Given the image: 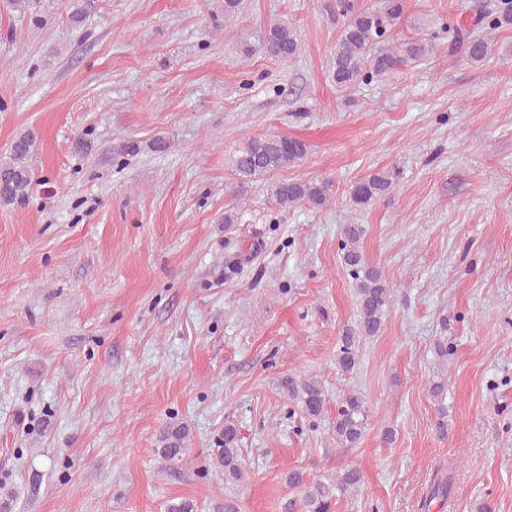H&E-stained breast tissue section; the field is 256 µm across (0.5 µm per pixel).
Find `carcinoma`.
Wrapping results in <instances>:
<instances>
[{
  "mask_svg": "<svg viewBox=\"0 0 512 512\" xmlns=\"http://www.w3.org/2000/svg\"><path fill=\"white\" fill-rule=\"evenodd\" d=\"M67 4L72 9L71 18L79 21L95 7V0H67ZM328 9L336 20L342 21L331 60V78L338 88L349 89L375 76L382 77L401 66L423 60L433 51L432 43L422 39L402 42L393 49L379 48L388 41L403 17L405 0H386L381 10L359 9L354 0H335ZM509 26H512V0H497L493 9L475 17L473 29L466 30L450 21L441 27V31L448 38V54L462 52L472 62L482 63L493 50L489 34ZM261 50L274 59L288 62L298 53V34L284 23H273L265 30ZM32 146L33 139L23 136L0 156V206L18 203L32 190L34 173L29 165ZM307 154L305 141L276 133L244 142L231 158V168L237 180L236 195H243L252 182L263 176L302 161ZM398 177L399 171L395 168L378 169L354 181L347 193L349 205L361 209L390 195ZM271 194L277 204L285 208L301 202L322 207L330 197V185L322 180H283L271 185ZM364 234L360 224H346L341 231L342 267L354 282L357 301L356 322L343 330L336 352V369L342 375L356 369L361 338L380 333L394 296L390 282L365 260L360 246ZM281 387L308 418H322L326 395L318 381H300L289 376L281 381ZM366 420L365 399L354 392L344 395L333 421L336 442L345 448L355 447L363 437ZM188 436L189 431L184 426L167 430L163 447L159 449L162 458L174 463L182 461ZM238 444L237 427L231 423L224 425L223 448L211 458V463L224 470L227 481L244 479ZM287 482L300 489V498L288 502L285 512H333L340 497L359 487L361 475L356 469H344L329 483L310 484L302 472L293 470L288 472ZM453 487V470L436 468L419 503L420 512H430L434 502H447Z\"/></svg>",
  "mask_w": 512,
  "mask_h": 512,
  "instance_id": "1",
  "label": "carcinoma"
}]
</instances>
